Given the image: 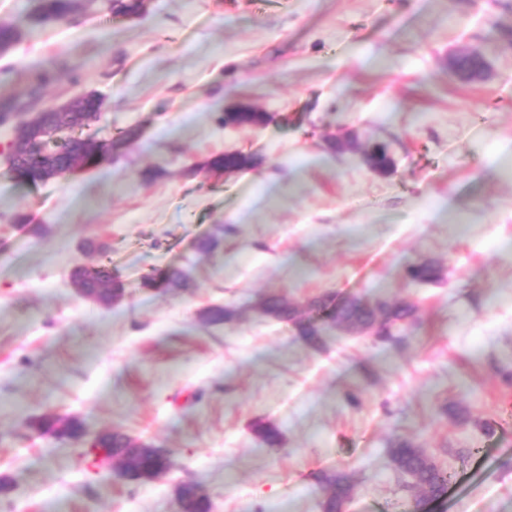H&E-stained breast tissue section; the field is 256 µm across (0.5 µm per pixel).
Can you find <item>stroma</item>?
<instances>
[{
    "mask_svg": "<svg viewBox=\"0 0 512 512\" xmlns=\"http://www.w3.org/2000/svg\"><path fill=\"white\" fill-rule=\"evenodd\" d=\"M30 9L0 0L21 33L0 104L50 72L40 105L101 94L90 132L109 150L38 185L0 157V512H177L187 480L212 512H321V470L353 483L343 512H512V0H146L140 18L93 0L44 25ZM465 48L482 78L449 72ZM241 103L270 122L223 126ZM347 131L355 149L332 150ZM376 142L389 173L361 159ZM233 150L260 161L204 169ZM104 260L126 288L109 306L71 282ZM422 260L440 281H406ZM154 268L187 287L143 288ZM270 294L303 319L326 296L416 313L400 343L316 318L315 347L261 314ZM213 305L235 318L204 324ZM44 414L151 441L169 471L120 479L37 435ZM400 439L451 472L440 499L418 502L396 472Z\"/></svg>",
    "mask_w": 512,
    "mask_h": 512,
    "instance_id": "35a3bbf8",
    "label": "stroma"
}]
</instances>
